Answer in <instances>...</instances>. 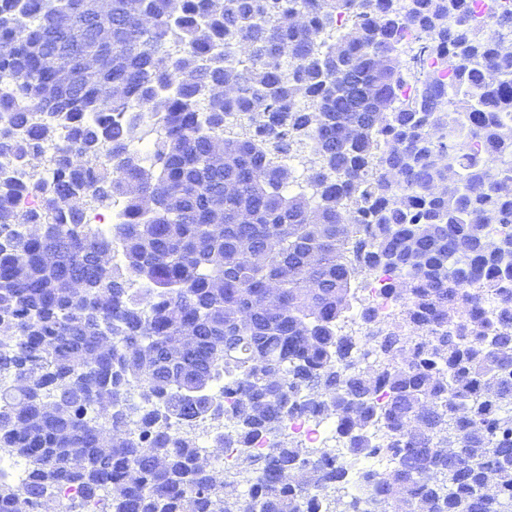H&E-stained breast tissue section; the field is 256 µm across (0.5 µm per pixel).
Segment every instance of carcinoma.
Segmentation results:
<instances>
[{
  "instance_id": "obj_1",
  "label": "carcinoma",
  "mask_w": 512,
  "mask_h": 512,
  "mask_svg": "<svg viewBox=\"0 0 512 512\" xmlns=\"http://www.w3.org/2000/svg\"><path fill=\"white\" fill-rule=\"evenodd\" d=\"M484 2L112 0L109 51L89 0H0V452L29 464L0 512H317L349 470L286 440L306 417L391 461L332 512H512V169L477 148L512 158V7ZM46 156L21 211L9 164ZM377 271L399 313L338 333ZM209 416L244 489L161 424Z\"/></svg>"
}]
</instances>
